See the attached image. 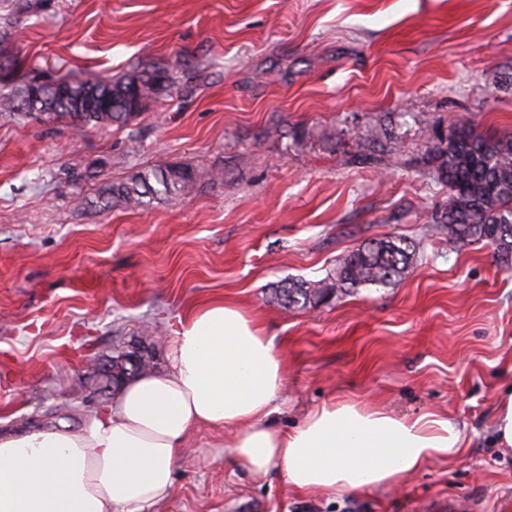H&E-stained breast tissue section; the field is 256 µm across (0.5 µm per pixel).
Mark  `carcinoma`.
Here are the masks:
<instances>
[{
    "label": "carcinoma",
    "mask_w": 512,
    "mask_h": 512,
    "mask_svg": "<svg viewBox=\"0 0 512 512\" xmlns=\"http://www.w3.org/2000/svg\"><path fill=\"white\" fill-rule=\"evenodd\" d=\"M185 62L175 59L165 69L136 70L94 82L61 75L50 80H20L0 94V115L43 123H64L81 131L88 126H125L160 91L175 85L174 73ZM435 178L448 186L440 223L461 245L486 242L503 257L512 255V136L482 135L471 127L450 128L435 156ZM208 177L224 179V171H199L171 164L140 169L125 181L101 189L98 203L147 208L168 201ZM415 247L405 238H390L359 247L341 260L336 278L315 283L283 282L275 288L280 304L305 309L332 300L336 293L361 286H387L410 267ZM122 350L112 357V387L134 376Z\"/></svg>",
    "instance_id": "cac0c4a2"
}]
</instances>
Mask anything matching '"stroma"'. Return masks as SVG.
Returning <instances> with one entry per match:
<instances>
[{"label": "stroma", "mask_w": 512, "mask_h": 512, "mask_svg": "<svg viewBox=\"0 0 512 512\" xmlns=\"http://www.w3.org/2000/svg\"><path fill=\"white\" fill-rule=\"evenodd\" d=\"M6 50L84 80L186 59L128 126L75 131L0 116V430L82 427L97 369L127 345L155 371L190 304L255 314L288 359L274 429L332 399L400 417L441 412L464 451L398 488L297 493L234 469L198 428L155 512H512V448L493 432L512 381V262L438 220L435 130L512 135V0H41ZM391 128L392 154L373 149ZM139 149L130 152L129 138ZM220 167L152 207H103L141 168ZM404 237L416 262L385 287L288 309L359 246Z\"/></svg>", "instance_id": "35a3bbf8"}]
</instances>
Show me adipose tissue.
Masks as SVG:
<instances>
[{"label":"adipose tissue","mask_w":512,"mask_h":512,"mask_svg":"<svg viewBox=\"0 0 512 512\" xmlns=\"http://www.w3.org/2000/svg\"><path fill=\"white\" fill-rule=\"evenodd\" d=\"M167 359L166 371L129 380L81 428L0 435V512H151L199 425L223 433L227 459L254 481L278 467L299 493L395 487L428 456L463 451L445 416L397 417L352 401L273 429L285 366L263 325L232 302L191 308Z\"/></svg>","instance_id":"ef3b65f1"}]
</instances>
